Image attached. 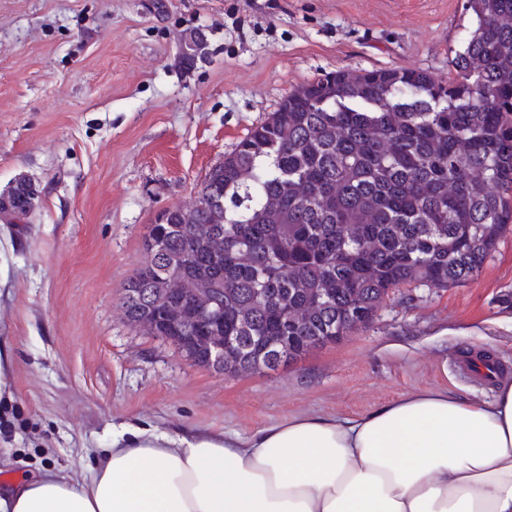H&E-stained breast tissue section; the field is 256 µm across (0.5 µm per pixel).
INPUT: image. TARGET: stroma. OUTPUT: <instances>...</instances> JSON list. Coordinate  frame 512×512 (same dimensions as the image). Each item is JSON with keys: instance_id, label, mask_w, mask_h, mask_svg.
Wrapping results in <instances>:
<instances>
[{"instance_id": "35a3bbf8", "label": "stroma", "mask_w": 512, "mask_h": 512, "mask_svg": "<svg viewBox=\"0 0 512 512\" xmlns=\"http://www.w3.org/2000/svg\"><path fill=\"white\" fill-rule=\"evenodd\" d=\"M464 0H0V479H80L123 424L247 434L354 417L418 390L488 401L452 354L512 375V233L476 276L393 290L374 321L261 374L228 376L144 334L120 306L143 237L289 92L344 67L447 77ZM38 201L37 189L33 188L31 182L21 178L13 186L7 202L3 205L0 204V218H3L9 224L24 222L29 215L31 217L35 213Z\"/></svg>"}]
</instances>
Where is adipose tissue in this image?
Here are the masks:
<instances>
[{"label": "adipose tissue", "instance_id": "obj_1", "mask_svg": "<svg viewBox=\"0 0 512 512\" xmlns=\"http://www.w3.org/2000/svg\"><path fill=\"white\" fill-rule=\"evenodd\" d=\"M0 512H512V384L485 402L417 391L247 435L141 428L87 478L0 485Z\"/></svg>", "mask_w": 512, "mask_h": 512}]
</instances>
